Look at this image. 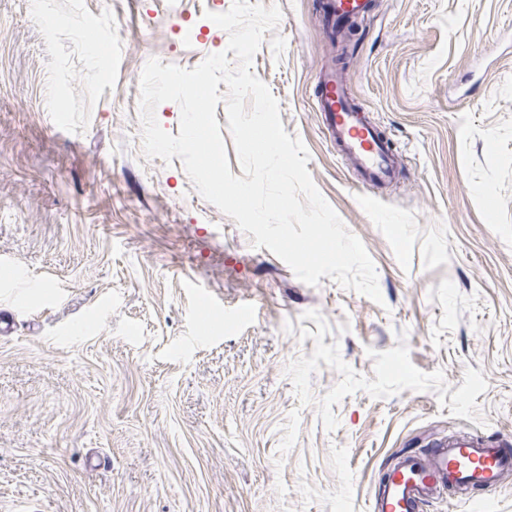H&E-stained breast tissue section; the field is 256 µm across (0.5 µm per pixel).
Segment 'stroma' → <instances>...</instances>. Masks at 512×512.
<instances>
[{
    "mask_svg": "<svg viewBox=\"0 0 512 512\" xmlns=\"http://www.w3.org/2000/svg\"><path fill=\"white\" fill-rule=\"evenodd\" d=\"M253 71L381 302L300 281L145 157L140 78L226 49L233 0H0V512H371L410 449L512 436V0H373L356 101L402 157L364 188L314 106L320 0ZM423 512H512V477Z\"/></svg>",
    "mask_w": 512,
    "mask_h": 512,
    "instance_id": "35a3bbf8",
    "label": "stroma"
}]
</instances>
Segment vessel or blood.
I'll return each mask as SVG.
<instances>
[{
	"label": "vessel or blood",
	"mask_w": 512,
	"mask_h": 512,
	"mask_svg": "<svg viewBox=\"0 0 512 512\" xmlns=\"http://www.w3.org/2000/svg\"><path fill=\"white\" fill-rule=\"evenodd\" d=\"M371 9V0H322L325 34L339 38L352 20L368 16ZM315 109L326 138L363 186L379 189L395 181L399 154L370 112L354 101L338 66L319 71ZM510 472L508 440L479 434L451 436L436 442L428 453L403 456L388 468L374 498V512H421L442 490L460 494L477 487L492 490Z\"/></svg>",
	"instance_id": "obj_1"
}]
</instances>
